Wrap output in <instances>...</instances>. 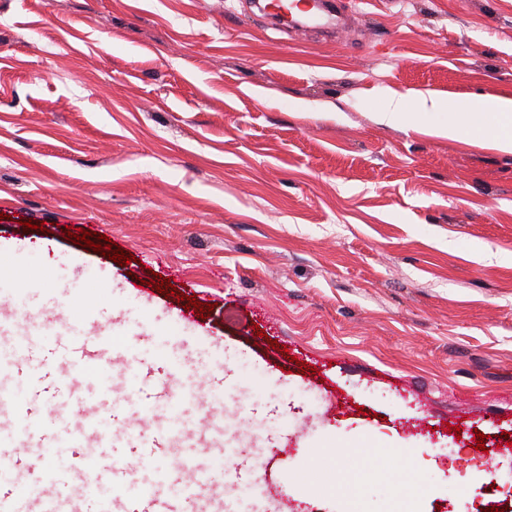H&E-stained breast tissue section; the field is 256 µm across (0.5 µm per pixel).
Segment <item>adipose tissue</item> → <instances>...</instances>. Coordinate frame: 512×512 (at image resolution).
<instances>
[{
	"label": "adipose tissue",
	"mask_w": 512,
	"mask_h": 512,
	"mask_svg": "<svg viewBox=\"0 0 512 512\" xmlns=\"http://www.w3.org/2000/svg\"><path fill=\"white\" fill-rule=\"evenodd\" d=\"M433 118L432 130L440 137L453 140L480 139L504 153H512V98L497 97L492 103L469 100L445 105L440 98L421 100L418 111L406 112L400 99L388 102L380 122L407 125L424 118Z\"/></svg>",
	"instance_id": "ef3b65f1"
}]
</instances>
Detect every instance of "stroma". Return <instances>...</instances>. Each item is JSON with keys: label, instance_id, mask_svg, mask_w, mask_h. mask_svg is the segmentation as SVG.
<instances>
[{"label": "stroma", "instance_id": "obj_1", "mask_svg": "<svg viewBox=\"0 0 512 512\" xmlns=\"http://www.w3.org/2000/svg\"><path fill=\"white\" fill-rule=\"evenodd\" d=\"M253 2L0 0V310L19 336L70 306L131 339L136 368L47 367L109 422L223 413L218 482L252 466L268 491L240 512L506 502L512 154L377 114L512 96V0H333L304 27ZM157 273L213 311L183 319Z\"/></svg>", "mask_w": 512, "mask_h": 512}]
</instances>
